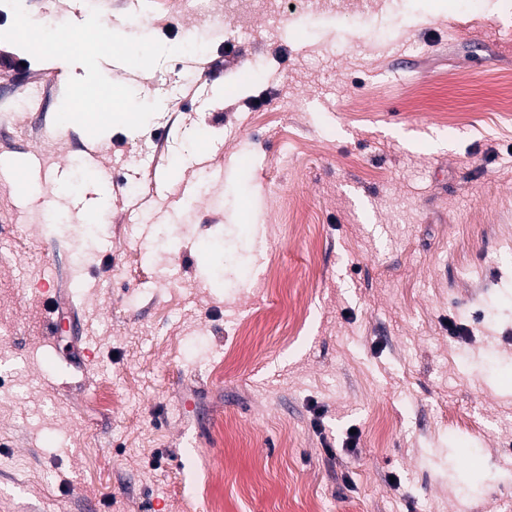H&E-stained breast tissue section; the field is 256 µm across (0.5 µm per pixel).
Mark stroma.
Segmentation results:
<instances>
[{
	"instance_id": "obj_1",
	"label": "stroma",
	"mask_w": 512,
	"mask_h": 512,
	"mask_svg": "<svg viewBox=\"0 0 512 512\" xmlns=\"http://www.w3.org/2000/svg\"><path fill=\"white\" fill-rule=\"evenodd\" d=\"M21 3L203 49L97 140L56 131L60 60L0 41V512H451L473 448L469 512H506L512 0Z\"/></svg>"
}]
</instances>
